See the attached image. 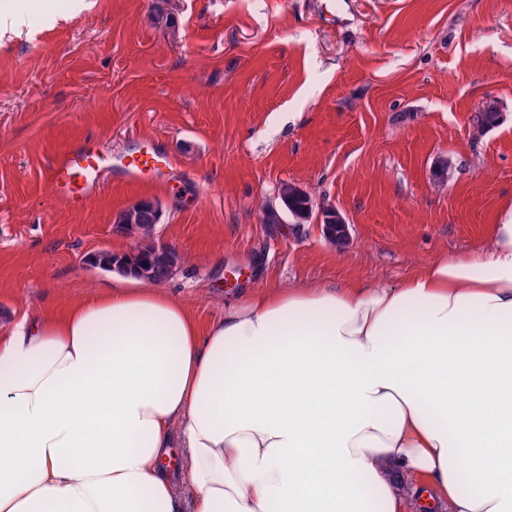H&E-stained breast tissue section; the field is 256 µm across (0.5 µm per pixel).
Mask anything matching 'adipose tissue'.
Listing matches in <instances>:
<instances>
[{
	"label": "adipose tissue",
	"instance_id": "1",
	"mask_svg": "<svg viewBox=\"0 0 512 512\" xmlns=\"http://www.w3.org/2000/svg\"><path fill=\"white\" fill-rule=\"evenodd\" d=\"M180 424L184 504L167 467ZM512 512V220L200 328L128 276L0 333V512Z\"/></svg>",
	"mask_w": 512,
	"mask_h": 512
}]
</instances>
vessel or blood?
I'll use <instances>...</instances> for the list:
<instances>
[{
    "mask_svg": "<svg viewBox=\"0 0 512 512\" xmlns=\"http://www.w3.org/2000/svg\"><path fill=\"white\" fill-rule=\"evenodd\" d=\"M165 161L163 153L151 148L120 163L119 169L126 181L149 183L160 164ZM107 174L106 158L101 149L94 143L79 141L57 152L45 179L53 197L84 204L100 187Z\"/></svg>",
    "mask_w": 512,
    "mask_h": 512,
    "instance_id": "vessel-or-blood-1",
    "label": "vessel or blood"
}]
</instances>
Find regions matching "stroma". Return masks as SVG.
Here are the masks:
<instances>
[{
  "label": "stroma",
  "mask_w": 512,
  "mask_h": 512,
  "mask_svg": "<svg viewBox=\"0 0 512 512\" xmlns=\"http://www.w3.org/2000/svg\"><path fill=\"white\" fill-rule=\"evenodd\" d=\"M84 139L172 166L76 208L44 176ZM286 182L345 246L265 222ZM142 199L181 256L161 289L203 326L256 290L396 286L486 248L512 214V0H0V328L111 287L91 259L133 247L112 217Z\"/></svg>",
  "instance_id": "obj_1"
}]
</instances>
